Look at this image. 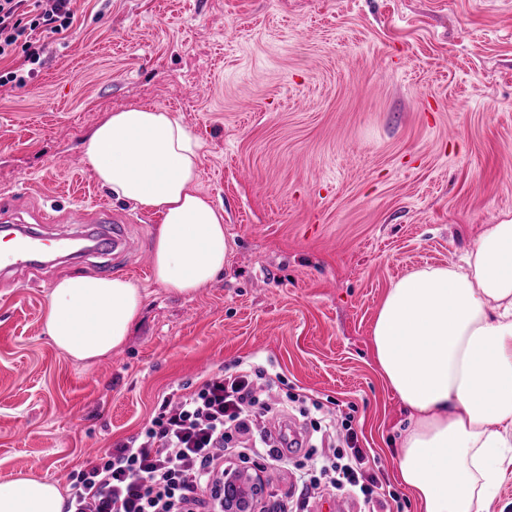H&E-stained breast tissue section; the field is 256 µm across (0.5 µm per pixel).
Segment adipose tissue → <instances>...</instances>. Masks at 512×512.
<instances>
[{
  "label": "adipose tissue",
  "instance_id": "adipose-tissue-1",
  "mask_svg": "<svg viewBox=\"0 0 512 512\" xmlns=\"http://www.w3.org/2000/svg\"><path fill=\"white\" fill-rule=\"evenodd\" d=\"M198 137L167 109L110 112L83 155L117 199L161 218L153 278L192 297L223 272L224 211L197 193ZM143 306L120 277L76 276L50 293L44 328L65 356L93 363L122 348ZM374 360L408 411L398 477L420 512H490L512 467V220L487 225L463 266L414 270L388 289L372 328ZM54 482L0 483V512H63Z\"/></svg>",
  "mask_w": 512,
  "mask_h": 512
}]
</instances>
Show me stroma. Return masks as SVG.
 I'll return each mask as SVG.
<instances>
[{
    "label": "stroma",
    "mask_w": 512,
    "mask_h": 512,
    "mask_svg": "<svg viewBox=\"0 0 512 512\" xmlns=\"http://www.w3.org/2000/svg\"><path fill=\"white\" fill-rule=\"evenodd\" d=\"M66 38L25 86L0 88V205L47 234L106 195L83 144L109 112L169 109L199 138L196 190L224 209L232 251L194 297L141 253L0 277V483L68 489L139 434L163 397L236 364L293 398L336 403L388 490L407 411L369 344L392 283L460 263L512 219V0H75ZM144 294L125 345L85 365L44 332L45 284L104 263ZM26 428L18 436V428Z\"/></svg>",
    "instance_id": "1"
}]
</instances>
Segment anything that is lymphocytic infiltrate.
Segmentation results:
<instances>
[{
	"mask_svg": "<svg viewBox=\"0 0 512 512\" xmlns=\"http://www.w3.org/2000/svg\"><path fill=\"white\" fill-rule=\"evenodd\" d=\"M72 0H0V85L22 86L42 64L45 47L31 35L68 33ZM278 377L249 367L203 378L177 398L163 399L150 427L114 444L106 458L88 460L70 485L65 512H224V452L246 451L254 471H289L302 495L288 512H305L308 494L332 491L359 512H394L395 497L369 469L358 435L321 402L302 406L335 447L296 461L275 450L267 424L279 413L272 398Z\"/></svg>",
	"mask_w": 512,
	"mask_h": 512,
	"instance_id": "1",
	"label": "lymphocytic infiltrate"
}]
</instances>
